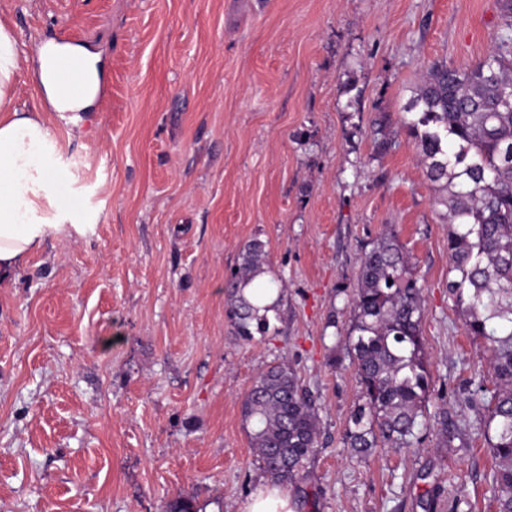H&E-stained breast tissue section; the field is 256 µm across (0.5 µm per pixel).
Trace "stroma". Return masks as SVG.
Listing matches in <instances>:
<instances>
[{"instance_id":"stroma-1","label":"stroma","mask_w":512,"mask_h":512,"mask_svg":"<svg viewBox=\"0 0 512 512\" xmlns=\"http://www.w3.org/2000/svg\"><path fill=\"white\" fill-rule=\"evenodd\" d=\"M503 0H0L25 43L19 105L42 113L86 232L0 286V512H247L269 478L242 401L285 361L315 396L318 450L298 512H496V461L469 404L486 355L448 294L441 193L405 107L433 63L495 46ZM99 56L77 122L51 112L38 49ZM384 120L393 142L374 146ZM395 233L422 290L429 410L459 448L345 443L359 401L345 346L359 260ZM258 239L284 283L275 333L244 341L224 287ZM433 417L438 427L437 436L440 444L451 448L453 441L462 436V428L448 416L447 407H439Z\"/></svg>"}]
</instances>
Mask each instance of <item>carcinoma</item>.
Listing matches in <instances>:
<instances>
[{
	"instance_id": "carcinoma-1",
	"label": "carcinoma",
	"mask_w": 512,
	"mask_h": 512,
	"mask_svg": "<svg viewBox=\"0 0 512 512\" xmlns=\"http://www.w3.org/2000/svg\"><path fill=\"white\" fill-rule=\"evenodd\" d=\"M512 36H503L468 68L434 63L420 79L406 122L429 180L448 192V293L465 310L469 335L484 340V379L472 382L470 400L487 405L483 435L496 460L492 475L497 512H512ZM265 244L252 240L241 250L237 273L225 286L235 334L245 341L269 333L270 319L245 288L266 273ZM354 318L346 336L362 404L353 411L346 442L367 456L377 448L411 451L420 443L432 376L421 333V288L393 233L379 238L360 258L353 295ZM252 448L272 479L299 483L317 451L320 420L316 400L286 362L269 366L242 401ZM437 436L451 447L463 434L448 416L434 414ZM166 512H201L195 498L179 494Z\"/></svg>"
}]
</instances>
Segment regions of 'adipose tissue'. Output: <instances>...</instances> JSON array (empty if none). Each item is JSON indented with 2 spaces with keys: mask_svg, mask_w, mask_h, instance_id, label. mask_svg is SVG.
<instances>
[{
  "mask_svg": "<svg viewBox=\"0 0 512 512\" xmlns=\"http://www.w3.org/2000/svg\"><path fill=\"white\" fill-rule=\"evenodd\" d=\"M64 58L79 67L80 96L65 97L57 90L58 62ZM25 59L14 32L0 23V273L25 267L49 239L83 231L73 221L61 153L48 127L39 113L15 104ZM39 81L54 111H84L99 89L98 57L74 46L42 49Z\"/></svg>",
  "mask_w": 512,
  "mask_h": 512,
  "instance_id": "adipose-tissue-1",
  "label": "adipose tissue"
}]
</instances>
